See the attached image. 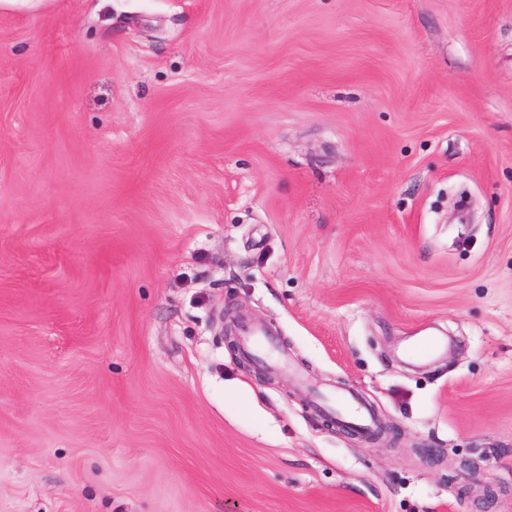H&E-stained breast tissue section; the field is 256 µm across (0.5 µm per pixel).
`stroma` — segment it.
<instances>
[{
  "label": "stroma",
  "mask_w": 512,
  "mask_h": 512,
  "mask_svg": "<svg viewBox=\"0 0 512 512\" xmlns=\"http://www.w3.org/2000/svg\"><path fill=\"white\" fill-rule=\"evenodd\" d=\"M0 512H512V0H0ZM241 336L246 349L252 354H257L262 348H272L268 333L260 326H246L242 329ZM338 401L346 414H339V417L346 423L352 425L363 433H371L376 429V420L370 411L363 408L353 394L339 395ZM389 434V428L379 422L377 429L366 438L373 441H381Z\"/></svg>",
  "instance_id": "35a3bbf8"
}]
</instances>
